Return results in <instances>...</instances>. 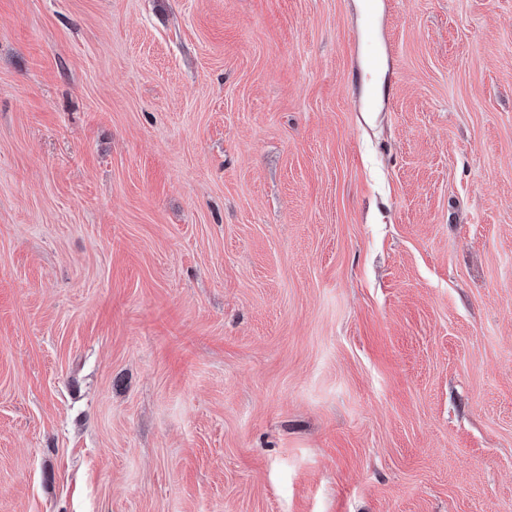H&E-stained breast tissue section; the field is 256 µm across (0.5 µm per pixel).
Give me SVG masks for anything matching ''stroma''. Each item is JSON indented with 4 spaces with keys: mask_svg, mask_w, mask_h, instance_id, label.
<instances>
[{
    "mask_svg": "<svg viewBox=\"0 0 512 512\" xmlns=\"http://www.w3.org/2000/svg\"><path fill=\"white\" fill-rule=\"evenodd\" d=\"M0 0V512H512V0Z\"/></svg>",
    "mask_w": 512,
    "mask_h": 512,
    "instance_id": "stroma-1",
    "label": "stroma"
}]
</instances>
